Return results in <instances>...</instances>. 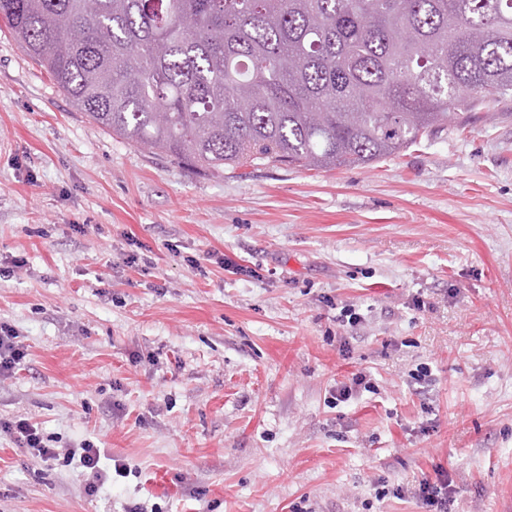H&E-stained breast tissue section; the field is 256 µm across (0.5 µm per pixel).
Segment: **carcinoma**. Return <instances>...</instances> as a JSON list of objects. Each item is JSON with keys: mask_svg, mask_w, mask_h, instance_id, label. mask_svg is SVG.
Listing matches in <instances>:
<instances>
[{"mask_svg": "<svg viewBox=\"0 0 512 512\" xmlns=\"http://www.w3.org/2000/svg\"><path fill=\"white\" fill-rule=\"evenodd\" d=\"M78 110L204 172L398 156L512 97V0H0Z\"/></svg>", "mask_w": 512, "mask_h": 512, "instance_id": "carcinoma-1", "label": "carcinoma"}]
</instances>
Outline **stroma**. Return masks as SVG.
<instances>
[{
    "label": "stroma",
    "instance_id": "35a3bbf8",
    "mask_svg": "<svg viewBox=\"0 0 512 512\" xmlns=\"http://www.w3.org/2000/svg\"><path fill=\"white\" fill-rule=\"evenodd\" d=\"M15 256L0 416L133 471L91 496L2 438L0 512H425L438 470L451 512L512 500V98L369 166L204 173L95 125L0 22ZM18 337L14 327L0 322V383L12 379L29 355ZM451 492L448 490V475L438 473L435 480L426 477L418 482L413 495L422 502L429 512H448V501Z\"/></svg>",
    "mask_w": 512,
    "mask_h": 512
}]
</instances>
